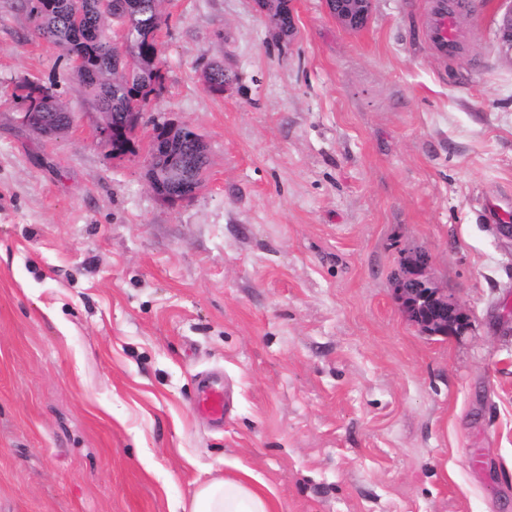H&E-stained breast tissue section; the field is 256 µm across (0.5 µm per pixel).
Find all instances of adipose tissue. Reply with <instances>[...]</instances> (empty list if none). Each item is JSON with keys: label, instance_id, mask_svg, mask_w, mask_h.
<instances>
[{"label": "adipose tissue", "instance_id": "adipose-tissue-1", "mask_svg": "<svg viewBox=\"0 0 512 512\" xmlns=\"http://www.w3.org/2000/svg\"><path fill=\"white\" fill-rule=\"evenodd\" d=\"M179 512H278L272 489L254 470L241 467L224 479L200 485Z\"/></svg>", "mask_w": 512, "mask_h": 512}]
</instances>
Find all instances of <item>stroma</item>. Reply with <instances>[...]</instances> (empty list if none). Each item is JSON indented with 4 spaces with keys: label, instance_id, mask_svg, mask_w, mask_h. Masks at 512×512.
<instances>
[{
    "label": "stroma",
    "instance_id": "35a3bbf8",
    "mask_svg": "<svg viewBox=\"0 0 512 512\" xmlns=\"http://www.w3.org/2000/svg\"><path fill=\"white\" fill-rule=\"evenodd\" d=\"M429 0L347 29L293 0H164L162 88L115 157L59 47L0 0V512H169L243 465L280 512H512V52L503 0H468L462 55ZM230 81L210 91L204 67ZM70 127L19 121L24 80ZM205 140L207 181L149 187L153 127ZM466 311L427 337L404 254ZM224 379V422L194 409ZM464 9V4L459 0H431L426 39L429 47L443 59L456 57L461 52L456 18Z\"/></svg>",
    "mask_w": 512,
    "mask_h": 512
}]
</instances>
